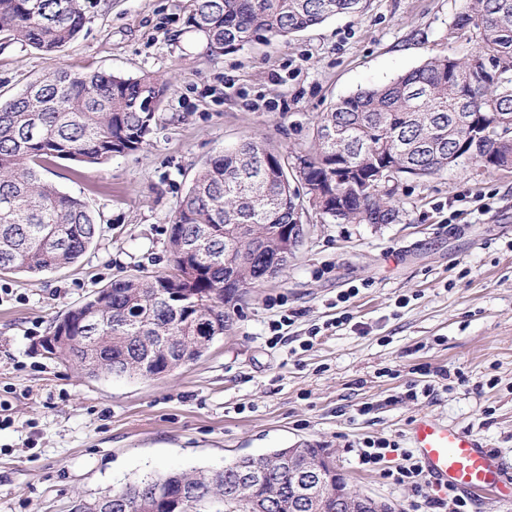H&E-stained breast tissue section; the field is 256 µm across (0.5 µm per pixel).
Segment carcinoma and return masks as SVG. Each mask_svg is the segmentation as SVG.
Instances as JSON below:
<instances>
[{
    "label": "carcinoma",
    "instance_id": "1",
    "mask_svg": "<svg viewBox=\"0 0 512 512\" xmlns=\"http://www.w3.org/2000/svg\"><path fill=\"white\" fill-rule=\"evenodd\" d=\"M87 0H0V34L53 52L76 38ZM366 0H190L187 24L219 57L260 38L293 37L339 14H360ZM454 37L474 51L428 60L392 81L343 97L318 114L307 154L298 157L304 192L281 152L249 139L206 163L177 202L168 238L169 269L110 284L100 325L67 313L53 335L79 340L51 353L77 373L150 378L198 360L178 336H222L233 325L238 288L255 287L279 252L295 212L309 203L347 222L390 219L380 193L386 177H427L465 163L512 168V0H464ZM168 91L150 75L78 73L60 67L0 101V271L39 274L79 261L100 234L87 203L45 178L53 158L104 164L149 144ZM237 244L226 262L225 244ZM160 336H173L156 352ZM100 349V366L85 349ZM329 456L325 448H274L242 456L224 472L171 470L140 477L112 499H80L75 512H308L296 507L288 473ZM262 463L271 477L233 489L236 473Z\"/></svg>",
    "mask_w": 512,
    "mask_h": 512
}]
</instances>
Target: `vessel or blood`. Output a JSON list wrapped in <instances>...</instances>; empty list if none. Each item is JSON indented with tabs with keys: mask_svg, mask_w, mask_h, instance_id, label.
Returning <instances> with one entry per match:
<instances>
[{
	"mask_svg": "<svg viewBox=\"0 0 512 512\" xmlns=\"http://www.w3.org/2000/svg\"><path fill=\"white\" fill-rule=\"evenodd\" d=\"M410 440L432 489L455 488L465 493H512L496 455L472 433L423 414L409 428Z\"/></svg>",
	"mask_w": 512,
	"mask_h": 512,
	"instance_id": "1",
	"label": "vessel or blood"
}]
</instances>
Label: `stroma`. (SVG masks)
<instances>
[{
    "label": "stroma",
    "instance_id": "stroma-1",
    "mask_svg": "<svg viewBox=\"0 0 512 512\" xmlns=\"http://www.w3.org/2000/svg\"><path fill=\"white\" fill-rule=\"evenodd\" d=\"M188 4L91 0L79 35L51 53L0 40L4 99L63 65L171 84L148 146L102 165L48 164L101 227L80 261L0 273V419L12 420L0 430V512H73L77 498L149 473L308 444L328 449L352 488L406 512L411 490L360 468L355 450L377 438L409 447L423 413L471 431L512 472V169L393 179L384 224L308 209L287 266L172 374L85 378L38 351L94 291L168 269L177 202L211 158L257 138L296 160L339 98L469 50L449 34L463 0H368L362 14L214 58Z\"/></svg>",
    "mask_w": 512,
    "mask_h": 512
}]
</instances>
